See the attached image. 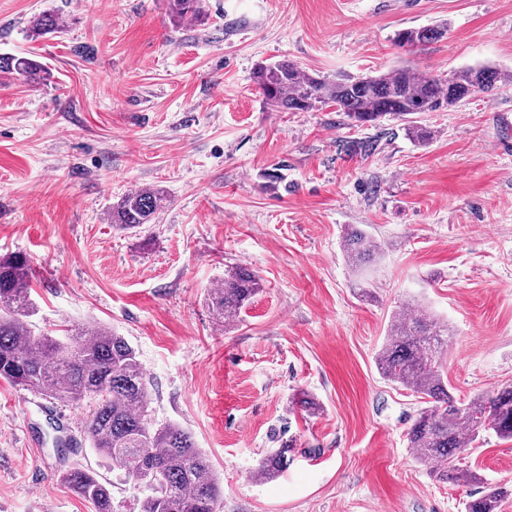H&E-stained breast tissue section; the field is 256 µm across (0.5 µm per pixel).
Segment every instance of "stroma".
<instances>
[{"label":"stroma","mask_w":512,"mask_h":512,"mask_svg":"<svg viewBox=\"0 0 512 512\" xmlns=\"http://www.w3.org/2000/svg\"><path fill=\"white\" fill-rule=\"evenodd\" d=\"M205 24L167 0H0V52L53 77L0 73V256L27 257L36 332L97 321L141 361L150 413L189 430L224 487L222 512H465L512 486V442L460 456L482 481L441 483L407 432L425 402L375 364L390 319L417 298L448 324L445 373L460 402L512 383V84L404 123H348L335 108L276 112L252 73L289 60L333 80L410 66L512 72V0H203ZM58 14L63 32L34 35ZM447 24L408 50L395 30ZM371 139V155L346 151ZM162 190L155 223L112 224L128 192ZM383 247L345 262L346 226ZM263 290L222 326L206 298L225 268ZM320 409L305 411L302 398ZM92 403L73 407L0 379V512H94L63 485L80 464L115 501L141 498L89 443L66 453ZM286 449L272 481L258 462ZM0 73L15 74L27 82L50 81L51 70L39 61L10 53H0Z\"/></svg>","instance_id":"35a3bbf8"}]
</instances>
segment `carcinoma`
Masks as SVG:
<instances>
[{"mask_svg":"<svg viewBox=\"0 0 512 512\" xmlns=\"http://www.w3.org/2000/svg\"><path fill=\"white\" fill-rule=\"evenodd\" d=\"M171 15L199 24L206 16L200 0H169ZM38 35L61 32L53 13L32 22ZM448 25L404 27L395 45L417 49L444 38ZM0 73L27 82H47L51 70L39 61L0 53ZM512 75L490 64L467 67L451 76L400 67L386 74L328 80L287 61L258 64L253 80L266 106L276 112H308L322 106L361 123L406 117L420 112H446L476 94H490ZM164 196L151 188L125 195L112 207V224L136 229L152 224ZM348 263L362 267L382 255L380 243L365 231L348 229L342 237ZM29 263L21 255L0 258V379L68 405L95 403L82 432L105 465L137 488L147 491L139 512H218L224 489L209 458L190 432L174 422L158 423L148 411L149 394L142 365L127 340L100 323L73 326L65 338L38 333L30 321ZM263 288L261 278L241 266L224 270V282L210 290L208 305L217 320L230 325ZM448 325L425 310L402 306L392 316L376 364L390 381L411 390L428 406L407 433L418 463L441 480L471 485L479 480L458 464L459 454L488 430L512 440V383L496 394L460 403L448 391L443 358ZM285 452L268 455L255 471L260 480L278 476L287 465ZM95 512H117L108 484L89 469L75 466L61 476ZM507 493L490 488L467 502V512H501Z\"/></svg>","mask_w":512,"mask_h":512,"instance_id":"obj_1","label":"carcinoma"}]
</instances>
